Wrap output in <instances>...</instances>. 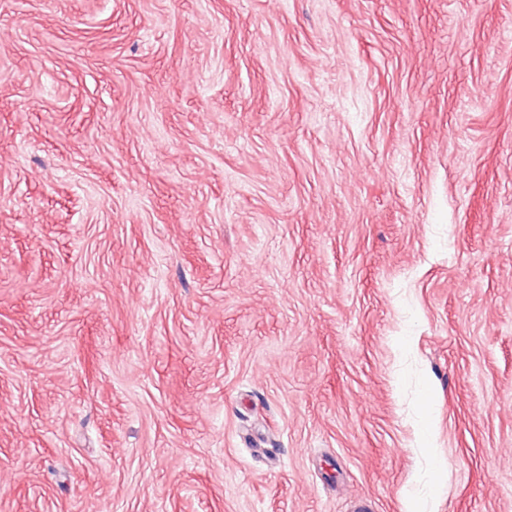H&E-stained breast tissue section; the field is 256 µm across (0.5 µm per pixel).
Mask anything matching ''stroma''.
I'll return each instance as SVG.
<instances>
[{
	"mask_svg": "<svg viewBox=\"0 0 512 512\" xmlns=\"http://www.w3.org/2000/svg\"><path fill=\"white\" fill-rule=\"evenodd\" d=\"M0 34V512H512V0Z\"/></svg>",
	"mask_w": 512,
	"mask_h": 512,
	"instance_id": "obj_1",
	"label": "stroma"
}]
</instances>
